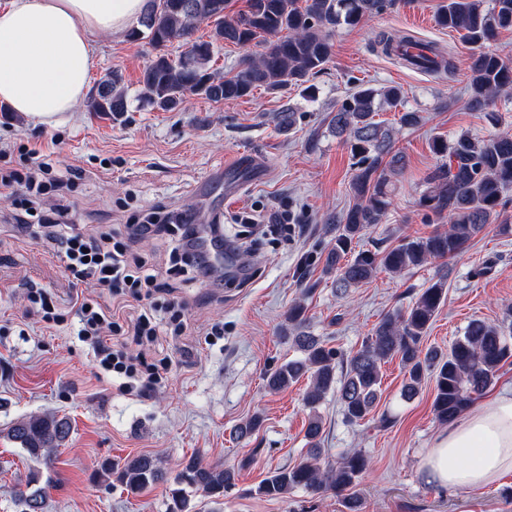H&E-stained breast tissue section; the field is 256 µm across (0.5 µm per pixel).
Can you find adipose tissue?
Listing matches in <instances>:
<instances>
[{
	"instance_id": "obj_1",
	"label": "adipose tissue",
	"mask_w": 512,
	"mask_h": 512,
	"mask_svg": "<svg viewBox=\"0 0 512 512\" xmlns=\"http://www.w3.org/2000/svg\"><path fill=\"white\" fill-rule=\"evenodd\" d=\"M147 0H8L0 8V102L29 123L69 122L86 95L101 36L119 37ZM512 469V391L451 423L423 463L428 484L481 489Z\"/></svg>"
}]
</instances>
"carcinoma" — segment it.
<instances>
[{
    "label": "carcinoma",
    "instance_id": "carcinoma-1",
    "mask_svg": "<svg viewBox=\"0 0 512 512\" xmlns=\"http://www.w3.org/2000/svg\"><path fill=\"white\" fill-rule=\"evenodd\" d=\"M396 0H245L232 9L231 0H149L140 27L132 40L146 38L156 48L176 41L182 50L159 52L145 66L137 98L154 109L171 112L190 95L213 102L234 101L264 88L278 92L301 87L308 77L325 69L331 59L336 29L357 25L383 12ZM212 25L210 40L192 39L199 22ZM437 23L464 33L471 43L483 46L502 30H512V0H447ZM241 48L256 46L257 55L246 56L229 75L211 71L210 63L222 44ZM419 44L410 34L382 35L380 51L406 65L419 64L438 77L455 78L451 54L437 45L424 44L418 58L407 48ZM467 107L490 111L497 99L512 89V69L495 53L480 50L471 56ZM116 72L100 81L88 102V111L119 121L128 111L127 91ZM404 106V93L395 86L359 87L345 98L331 117L336 136L358 158L349 191L353 204L335 224L324 272L335 275L339 289L369 282L377 270L402 275L436 261L457 256L487 225L495 223L498 207L512 189V133L480 137L462 132L448 140L431 141L440 163L426 177L427 189L420 206L448 220L442 230L424 237H404L396 246L352 254V244L374 225L382 223L392 205V182L406 165L404 154L394 149L393 132L375 120L383 109ZM447 280L440 277L422 289L406 310L383 316L359 349L344 354L306 331V307L295 302L288 308V330L299 356L266 376L267 386L279 390L307 376L305 405L311 415L305 431L309 448L297 465L282 466L258 486L271 499H283L297 489L314 494L332 493L342 499L346 512H361L354 492L368 461L360 452H349L333 462L321 457L323 425L316 412L327 395L338 394L343 418L355 425L375 410L381 396L382 366L399 359L404 370L402 396L419 393L427 379L435 382L432 402L435 417L448 423L468 410L484 394L507 364L512 365V322L473 320L448 352L422 349V340L447 300ZM71 429L69 418L56 413L32 415L15 423L6 438L20 446L33 463L49 465ZM101 476L114 478L133 492L164 479L161 461L149 455L127 459L123 465L106 464ZM235 470L205 465L190 459L169 491L167 512H203L194 502L201 494L209 504L221 505L224 493L234 486ZM39 471L30 473L27 491L20 494L21 512H43L45 491L37 486Z\"/></svg>",
    "mask_w": 512,
    "mask_h": 512
}]
</instances>
